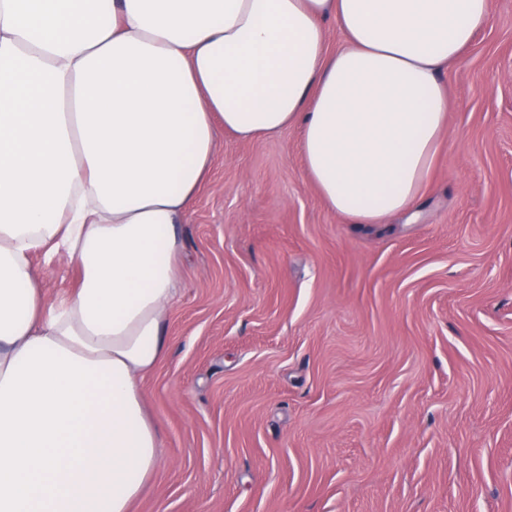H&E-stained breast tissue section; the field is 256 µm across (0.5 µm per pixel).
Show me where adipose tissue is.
Instances as JSON below:
<instances>
[{
    "label": "adipose tissue",
    "mask_w": 512,
    "mask_h": 512,
    "mask_svg": "<svg viewBox=\"0 0 512 512\" xmlns=\"http://www.w3.org/2000/svg\"><path fill=\"white\" fill-rule=\"evenodd\" d=\"M492 0H0V378L46 338L109 382L89 407L80 494L131 512L158 465L139 376L167 352L179 227L217 128L296 126L337 213L377 224L421 196L448 119L439 80ZM343 42L329 51L324 19ZM79 263L53 302L38 270Z\"/></svg>",
    "instance_id": "1"
}]
</instances>
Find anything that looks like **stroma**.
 Here are the masks:
<instances>
[{
    "mask_svg": "<svg viewBox=\"0 0 512 512\" xmlns=\"http://www.w3.org/2000/svg\"><path fill=\"white\" fill-rule=\"evenodd\" d=\"M440 79L423 197L382 224L328 208L297 128L218 131L133 512H512V0Z\"/></svg>",
    "mask_w": 512,
    "mask_h": 512,
    "instance_id": "1",
    "label": "stroma"
}]
</instances>
